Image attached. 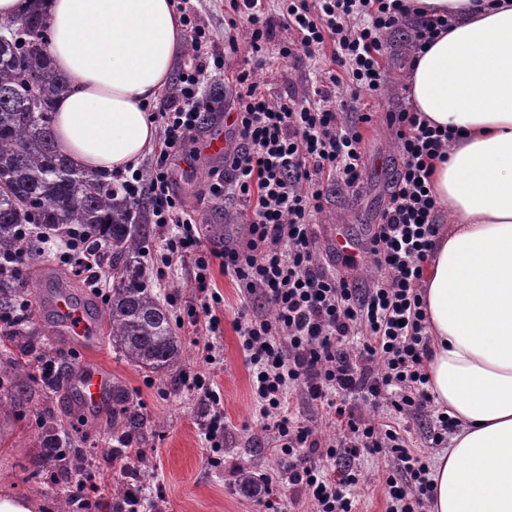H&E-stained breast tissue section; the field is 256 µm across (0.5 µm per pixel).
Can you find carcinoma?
<instances>
[{
    "mask_svg": "<svg viewBox=\"0 0 512 512\" xmlns=\"http://www.w3.org/2000/svg\"><path fill=\"white\" fill-rule=\"evenodd\" d=\"M47 35V18L34 9L0 36V254L25 258L22 271L0 273V316H16L11 335L18 346L37 344L35 310L19 306L26 299L24 270L41 256L43 238L22 240L16 226L38 224L55 233L82 228L106 248L99 258H112V293L101 310L112 347L141 368L169 370L181 362L182 350L167 303L142 285L139 207L107 176L75 170L55 143L53 104L68 91L69 79L52 67ZM70 298L93 318L101 312L75 293ZM113 398L122 409L112 416V436H139L143 423L135 409L123 405L120 392Z\"/></svg>",
    "mask_w": 512,
    "mask_h": 512,
    "instance_id": "1",
    "label": "carcinoma"
}]
</instances>
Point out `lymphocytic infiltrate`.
Returning a JSON list of instances; mask_svg holds the SVG:
<instances>
[{
    "mask_svg": "<svg viewBox=\"0 0 512 512\" xmlns=\"http://www.w3.org/2000/svg\"><path fill=\"white\" fill-rule=\"evenodd\" d=\"M176 9L192 61L150 113L161 127L163 147L150 170L118 172L114 178L133 203L149 198L154 224L175 225L165 240L163 261L168 267L193 263L208 333L221 331L213 312L221 297L208 290L212 266L243 290L234 325L252 372L255 407L280 453L276 475H262L246 493L254 497L279 483L287 486L292 503L307 498L317 512H353L351 490L361 482L357 460L384 452L401 463L400 476L385 479L386 512H427L432 499L427 455L411 453L397 427L367 418L362 408L378 406L392 387L398 396L390 405L397 413L423 409L430 401L422 280L442 229L429 187L446 132L408 105L387 115L401 163L365 249L381 273L372 287H360L357 278L323 266L310 218L324 208L325 181L337 179L356 191L364 180L361 136L342 127L334 104L337 88L347 83L357 91L379 93L387 81V35L406 30L415 53L445 33L448 21L417 13L409 0H283L282 20L297 32L283 57L301 52L312 58L325 44L334 46L319 84L284 99L255 79L272 30L262 0H229L224 17L225 54L238 53L241 41H248L254 67L208 87L203 84L208 68L221 67L222 60L214 56L211 34L190 0H177ZM223 110L236 115L234 138L208 195L240 198L246 235L204 254L197 221L172 190L168 161L184 150L194 130ZM60 260L90 285L100 283L97 249L87 232L70 229ZM255 299L270 305L272 316L251 312ZM297 389L339 426L337 442H327L316 427L292 415L287 395ZM323 458L341 464L326 471L316 465ZM146 459V449L121 444L106 469L86 461L85 477L70 486L69 496L87 512H112L108 490L120 478L126 512H144L150 502L136 466Z\"/></svg>",
    "mask_w": 512,
    "mask_h": 512,
    "instance_id": "obj_1",
    "label": "lymphocytic infiltrate"
}]
</instances>
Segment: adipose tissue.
Listing matches in <instances>:
<instances>
[{"mask_svg": "<svg viewBox=\"0 0 512 512\" xmlns=\"http://www.w3.org/2000/svg\"><path fill=\"white\" fill-rule=\"evenodd\" d=\"M451 24L409 77L417 111L450 131L431 190L446 224L424 274L428 390L460 423L430 478V512H512V0H417ZM47 52L71 79L58 148L81 171L136 167L147 109L183 45L173 0H45Z\"/></svg>", "mask_w": 512, "mask_h": 512, "instance_id": "adipose-tissue-1", "label": "adipose tissue"}]
</instances>
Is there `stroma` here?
<instances>
[{"label":"stroma","instance_id":"35a3bbf8","mask_svg":"<svg viewBox=\"0 0 512 512\" xmlns=\"http://www.w3.org/2000/svg\"><path fill=\"white\" fill-rule=\"evenodd\" d=\"M265 7L273 20V34L264 45L268 64L258 78L279 96L301 95L318 81L330 53L322 51L313 60L302 55L282 57V47L291 43L295 35L281 20L278 0H266ZM389 41L392 45L386 60L389 78L381 93L357 94L344 85L337 90L344 102L345 126L356 128L362 136L364 185L356 193L342 182L326 183L324 209L313 219L320 257L336 271L342 268L337 241L348 240L356 250L366 243L387 206L391 179L399 163L396 137L386 122V115L408 101V68L403 61L406 42L400 32L391 34ZM364 113L371 115V122H360L359 117ZM218 130L231 134L230 118L209 121L193 133L186 151L173 155L170 160L172 185L185 209L194 213L205 227L209 224L224 227L220 238L206 230L202 232V245L207 251L223 250L225 245L242 240L246 233L242 204L236 197L214 202L201 198L213 174L224 169L223 159L201 151L203 141ZM211 276L213 288L223 297L219 309L223 330L213 339L216 364L204 361L205 338L186 323L196 297L193 268L189 265L172 268L152 281L155 293L173 298L172 314L182 322L177 331L183 349L180 365L161 374L137 367L110 348L102 328L97 331L96 344L104 352L98 360L144 422L139 440L152 455L142 472L151 487L161 489L162 512H265L263 505L245 496L241 486L235 485L233 476L237 466L256 474L276 470L271 439L262 431L255 410L251 371L234 328L242 292L219 269H212ZM37 316L43 340L62 354L63 374L47 396L37 384L27 397L11 388L0 389V399L8 404L7 409L0 411V489L36 498L39 512H57V499L64 495L74 476L68 473L54 477L52 469L43 463L44 411L55 414L72 443L104 467L113 448L112 403L104 401L92 410L83 405L70 380L74 364L86 358V351L58 336L45 311H38ZM188 372L209 376L221 396L228 425L224 465L215 467L210 462L213 452L205 438L208 408L199 398L187 393L183 376ZM360 464L366 483L353 491L356 512H385L381 478L387 472L398 473L396 460L384 455H367Z\"/></svg>","mask_w":512,"mask_h":512}]
</instances>
